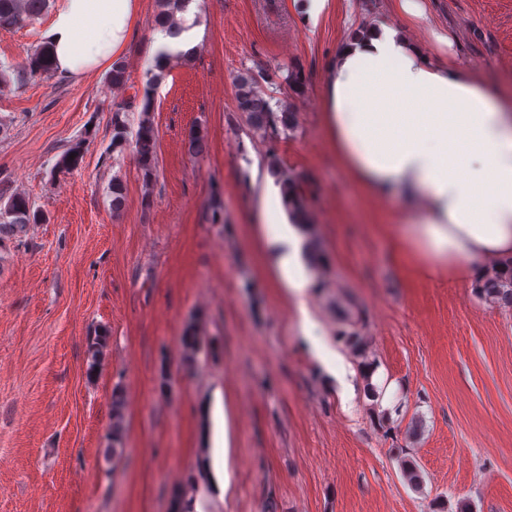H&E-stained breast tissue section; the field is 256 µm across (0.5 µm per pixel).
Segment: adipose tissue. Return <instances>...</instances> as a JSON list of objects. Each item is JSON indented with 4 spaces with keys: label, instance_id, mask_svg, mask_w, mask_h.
Segmentation results:
<instances>
[{
    "label": "adipose tissue",
    "instance_id": "1",
    "mask_svg": "<svg viewBox=\"0 0 512 512\" xmlns=\"http://www.w3.org/2000/svg\"><path fill=\"white\" fill-rule=\"evenodd\" d=\"M402 22L354 28L336 47L323 123L342 170L364 197L398 199V258L422 277L478 278L512 259V104L456 62L438 61L411 28L421 0H392ZM140 0H55L43 38L57 73L78 82L121 58ZM280 197L264 196L255 227L263 271L294 300L324 371L347 372L307 308L316 262Z\"/></svg>",
    "mask_w": 512,
    "mask_h": 512
}]
</instances>
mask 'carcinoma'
<instances>
[{
  "label": "carcinoma",
  "instance_id": "carcinoma-1",
  "mask_svg": "<svg viewBox=\"0 0 512 512\" xmlns=\"http://www.w3.org/2000/svg\"><path fill=\"white\" fill-rule=\"evenodd\" d=\"M189 0H161L160 11L155 15L154 23L161 30L176 35L181 31L176 13L184 10ZM50 0H0V30H8L24 24L35 23L48 10ZM194 52L170 54L159 52L148 61L144 72L145 83L140 101L141 110L137 128H132L128 109L123 104L112 107V150L132 149L138 160V170L144 185L153 183L157 173V134L151 118L154 111V90L161 82L173 60L187 62ZM53 72L51 54L47 46L33 49L24 64L13 66L0 64V85L15 82L24 84L36 75ZM108 83L113 87H122L127 82V64L118 60L112 64L107 74ZM258 76L249 70L239 72L235 77V95L238 110L248 114L251 127L270 138L280 133L294 130L296 114L287 105L273 110L270 101L258 90ZM86 151V139L72 141L61 153L54 164L53 174H67L78 168ZM188 152L199 158L207 152V142L197 131L190 133ZM267 168L276 178L280 195L287 210L303 214L307 211L306 187L304 179L298 175L282 171L280 160L273 151L267 155ZM112 197V210L119 211L125 202V186L121 179L113 177L109 185ZM46 214L30 196L16 191L0 188V248L8 242H25L29 226L43 224ZM478 296L495 306L512 308V260L496 264L489 269L483 282L475 288ZM340 340L350 352L361 359L362 366L371 368L374 361L370 356V338L358 327V320L348 318L345 328L339 332ZM109 332L104 327L94 330L89 337L87 347L86 375L93 377L104 364L107 357ZM204 344L198 319L190 317L181 336L182 363L191 366ZM112 455L123 452L124 438V399L119 391L112 393ZM403 475L409 485L418 489L423 485V473L417 460L408 459L403 464Z\"/></svg>",
  "mask_w": 512,
  "mask_h": 512
}]
</instances>
